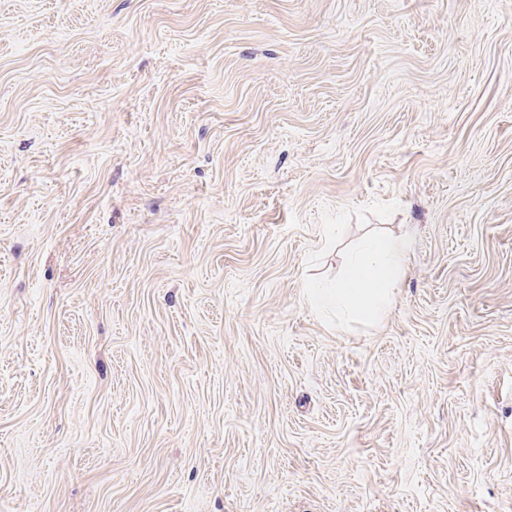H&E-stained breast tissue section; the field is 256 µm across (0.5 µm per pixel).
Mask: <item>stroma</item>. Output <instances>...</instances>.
Returning a JSON list of instances; mask_svg holds the SVG:
<instances>
[{
  "instance_id": "stroma-1",
  "label": "stroma",
  "mask_w": 512,
  "mask_h": 512,
  "mask_svg": "<svg viewBox=\"0 0 512 512\" xmlns=\"http://www.w3.org/2000/svg\"><path fill=\"white\" fill-rule=\"evenodd\" d=\"M0 512H512V0H0ZM412 242L406 235L369 237L347 257L336 282L306 285L310 304L336 316L377 324L391 304L392 288L406 271Z\"/></svg>"
}]
</instances>
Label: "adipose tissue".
Masks as SVG:
<instances>
[{
    "mask_svg": "<svg viewBox=\"0 0 512 512\" xmlns=\"http://www.w3.org/2000/svg\"><path fill=\"white\" fill-rule=\"evenodd\" d=\"M411 248L405 235L367 238L348 255L336 282L307 283L310 304L365 324L378 323L391 304L395 284L405 274Z\"/></svg>",
    "mask_w": 512,
    "mask_h": 512,
    "instance_id": "obj_1",
    "label": "adipose tissue"
}]
</instances>
